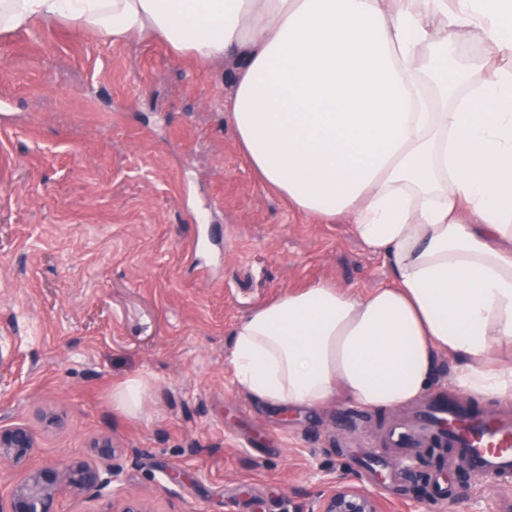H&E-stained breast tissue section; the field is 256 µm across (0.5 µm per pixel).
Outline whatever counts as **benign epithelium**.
<instances>
[{
  "instance_id": "1",
  "label": "benign epithelium",
  "mask_w": 512,
  "mask_h": 512,
  "mask_svg": "<svg viewBox=\"0 0 512 512\" xmlns=\"http://www.w3.org/2000/svg\"><path fill=\"white\" fill-rule=\"evenodd\" d=\"M96 461L70 459L43 466L14 484L8 497H0V512H55L63 496L110 497L119 502L118 512H145L139 498L122 486L123 464L112 437L93 441ZM36 449V432L20 423L0 424V458L12 463L26 461ZM300 512H384L382 503L361 490L336 485L310 501Z\"/></svg>"
}]
</instances>
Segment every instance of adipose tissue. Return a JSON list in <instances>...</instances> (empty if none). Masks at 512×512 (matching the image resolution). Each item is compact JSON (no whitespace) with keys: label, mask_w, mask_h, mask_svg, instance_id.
<instances>
[{"label":"adipose tissue","mask_w":512,"mask_h":512,"mask_svg":"<svg viewBox=\"0 0 512 512\" xmlns=\"http://www.w3.org/2000/svg\"><path fill=\"white\" fill-rule=\"evenodd\" d=\"M53 19L235 58L227 118L251 167L306 215L350 216L390 267L365 295L320 281L243 315L247 395L390 411L447 356L460 389L512 398V0H0V34Z\"/></svg>","instance_id":"adipose-tissue-1"}]
</instances>
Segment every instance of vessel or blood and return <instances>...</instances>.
Instances as JSON below:
<instances>
[{
    "label": "vessel or blood",
    "instance_id": "1",
    "mask_svg": "<svg viewBox=\"0 0 512 512\" xmlns=\"http://www.w3.org/2000/svg\"><path fill=\"white\" fill-rule=\"evenodd\" d=\"M386 447L412 453L440 442L455 449L481 476L512 473V414L477 416L453 407L422 405L404 421L388 427Z\"/></svg>",
    "mask_w": 512,
    "mask_h": 512
}]
</instances>
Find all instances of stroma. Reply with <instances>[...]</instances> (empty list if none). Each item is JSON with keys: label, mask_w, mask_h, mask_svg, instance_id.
Segmentation results:
<instances>
[{"label": "stroma", "mask_w": 512, "mask_h": 512, "mask_svg": "<svg viewBox=\"0 0 512 512\" xmlns=\"http://www.w3.org/2000/svg\"><path fill=\"white\" fill-rule=\"evenodd\" d=\"M232 61L195 64L158 41L81 36L57 20L0 36V417L37 433L26 468L135 448L126 489L148 512H298L331 482L392 512H504L512 476H457L453 449L417 473L382 445L402 410L264 405L237 386L230 334L252 308L320 280L390 282L348 217L293 209L249 167L226 120ZM222 238L185 246L203 225ZM443 360L433 398L511 412ZM147 383L142 415L113 393ZM66 418L47 428L39 412Z\"/></svg>", "instance_id": "obj_1"}]
</instances>
